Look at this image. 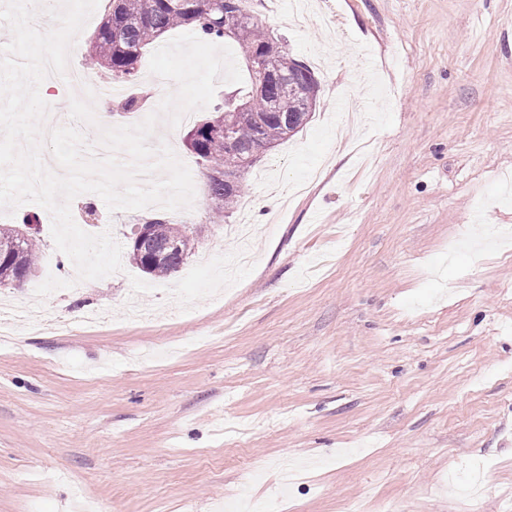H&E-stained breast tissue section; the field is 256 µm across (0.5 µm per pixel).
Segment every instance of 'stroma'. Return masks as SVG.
Wrapping results in <instances>:
<instances>
[{"label": "stroma", "mask_w": 512, "mask_h": 512, "mask_svg": "<svg viewBox=\"0 0 512 512\" xmlns=\"http://www.w3.org/2000/svg\"><path fill=\"white\" fill-rule=\"evenodd\" d=\"M315 73L309 122L245 176L238 214L207 205L186 145L197 254L167 280L134 266L44 298L0 348V512H214L240 489L268 512H512V0H250ZM365 111L347 143L338 102ZM91 234L126 243L147 210ZM23 301L70 268L51 216ZM99 317L96 326L81 316Z\"/></svg>", "instance_id": "35a3bbf8"}]
</instances>
